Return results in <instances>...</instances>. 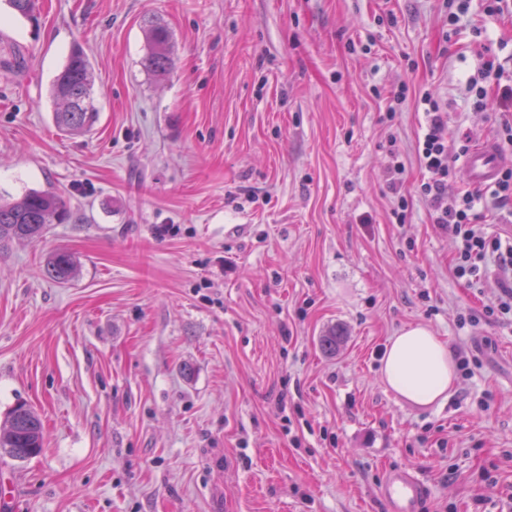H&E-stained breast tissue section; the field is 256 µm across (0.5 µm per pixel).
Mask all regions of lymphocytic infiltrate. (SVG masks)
<instances>
[{"label":"lymphocytic infiltrate","mask_w":512,"mask_h":512,"mask_svg":"<svg viewBox=\"0 0 512 512\" xmlns=\"http://www.w3.org/2000/svg\"><path fill=\"white\" fill-rule=\"evenodd\" d=\"M417 107L426 116V127L416 154L428 177L418 187L429 204L435 224L457 243L454 274L474 284L494 282L497 293L485 314L501 320L512 318V241L502 242L486 236L474 211L483 189H452L453 164L458 155L448 141V113L430 92H423Z\"/></svg>","instance_id":"f902f5d3"}]
</instances>
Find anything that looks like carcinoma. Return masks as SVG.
<instances>
[{
  "instance_id": "carcinoma-1",
  "label": "carcinoma",
  "mask_w": 512,
  "mask_h": 512,
  "mask_svg": "<svg viewBox=\"0 0 512 512\" xmlns=\"http://www.w3.org/2000/svg\"><path fill=\"white\" fill-rule=\"evenodd\" d=\"M147 53L143 64L157 75H165L172 66L173 43L169 29L162 23L147 19L143 22ZM93 66L85 52L74 48L68 55L50 87L54 103L55 125L66 132L88 130L95 112L91 98ZM71 211L62 198L48 191L32 190L20 198L0 203V250L19 240L38 241L51 224H65ZM46 275L53 280L68 281L75 277L77 264L65 250L49 254ZM346 336L338 329L327 331L320 337L321 349L334 354L344 345ZM44 445L43 425L37 412L20 403L7 417V426L0 429V458L25 462L37 457Z\"/></svg>"
}]
</instances>
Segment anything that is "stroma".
<instances>
[{
  "instance_id": "1",
  "label": "stroma",
  "mask_w": 512,
  "mask_h": 512,
  "mask_svg": "<svg viewBox=\"0 0 512 512\" xmlns=\"http://www.w3.org/2000/svg\"><path fill=\"white\" fill-rule=\"evenodd\" d=\"M148 17L173 35L161 77ZM76 44L98 118L70 135L48 87ZM491 57L512 72V15L484 0L454 25L443 0H0V198L78 217L0 252V425L24 402L46 437L0 459V512H387L389 466L426 481L423 512H512V325L482 319L492 291L456 278L416 191L420 90L450 138L497 139L512 99L468 84ZM411 324L473 357L444 402L382 380ZM147 53L143 64L157 75H165L172 66L173 43L169 29L162 23L147 19L143 22ZM388 151L391 156V163L388 167V186L397 201V208L393 210V215L396 217L398 223H405L407 204L405 199V173L406 167L403 161L402 153L396 146V140L392 137L388 140ZM45 273L53 280L68 281L75 277L77 264L69 252L58 249L47 257Z\"/></svg>"
}]
</instances>
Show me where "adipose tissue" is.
<instances>
[{"label":"adipose tissue","instance_id":"adipose-tissue-1","mask_svg":"<svg viewBox=\"0 0 512 512\" xmlns=\"http://www.w3.org/2000/svg\"><path fill=\"white\" fill-rule=\"evenodd\" d=\"M383 379L405 401L427 406L446 399L456 366L445 344L426 326H409L393 336L382 358Z\"/></svg>","mask_w":512,"mask_h":512}]
</instances>
